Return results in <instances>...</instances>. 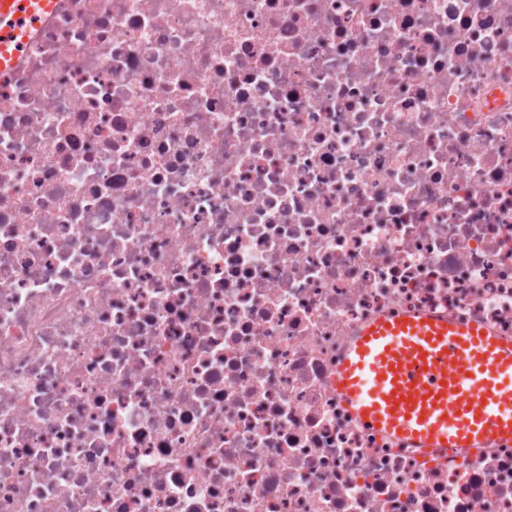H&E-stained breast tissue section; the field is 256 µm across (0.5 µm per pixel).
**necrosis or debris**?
<instances>
[{"mask_svg": "<svg viewBox=\"0 0 512 512\" xmlns=\"http://www.w3.org/2000/svg\"><path fill=\"white\" fill-rule=\"evenodd\" d=\"M425 312L512 337V0H65L0 81V512H512L336 392Z\"/></svg>", "mask_w": 512, "mask_h": 512, "instance_id": "necrosis-or-debris-1", "label": "necrosis or debris"}]
</instances>
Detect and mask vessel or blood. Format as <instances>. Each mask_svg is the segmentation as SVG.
<instances>
[{"label":"vessel or blood","instance_id":"obj_1","mask_svg":"<svg viewBox=\"0 0 512 512\" xmlns=\"http://www.w3.org/2000/svg\"><path fill=\"white\" fill-rule=\"evenodd\" d=\"M58 0H0V76ZM336 390L361 419L419 448L512 438V341L434 315L381 319L350 343Z\"/></svg>","mask_w":512,"mask_h":512}]
</instances>
